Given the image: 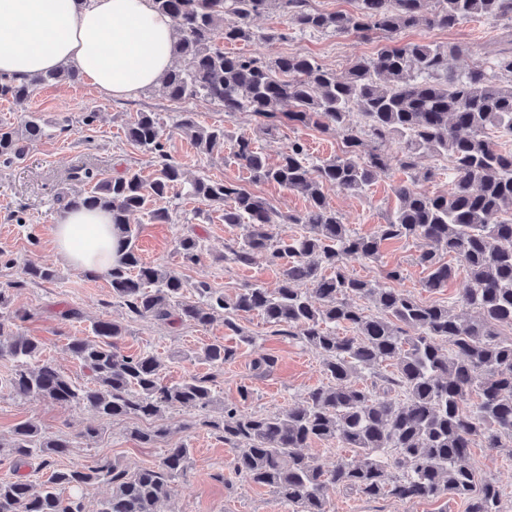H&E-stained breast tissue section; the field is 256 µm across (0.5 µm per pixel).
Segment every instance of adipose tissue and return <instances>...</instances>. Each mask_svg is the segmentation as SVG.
<instances>
[{
	"instance_id": "ef3b65f1",
	"label": "adipose tissue",
	"mask_w": 512,
	"mask_h": 512,
	"mask_svg": "<svg viewBox=\"0 0 512 512\" xmlns=\"http://www.w3.org/2000/svg\"><path fill=\"white\" fill-rule=\"evenodd\" d=\"M171 20L151 0H0V75L17 79L63 66L120 99L159 84L173 65ZM55 250L78 269L103 272L117 239L105 210L71 208L52 228Z\"/></svg>"
}]
</instances>
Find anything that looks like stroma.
<instances>
[{
  "instance_id": "stroma-1",
  "label": "stroma",
  "mask_w": 512,
  "mask_h": 512,
  "mask_svg": "<svg viewBox=\"0 0 512 512\" xmlns=\"http://www.w3.org/2000/svg\"><path fill=\"white\" fill-rule=\"evenodd\" d=\"M503 21L467 20L451 30H410L400 34V41L424 38L438 43H460L467 47L466 55L453 60L454 69L462 71L476 60L485 58L495 38L504 33ZM381 37L359 39L329 34H291L264 44L233 45V52L260 53L274 59L288 52L315 56L336 72H344L349 63L359 57L373 55L381 46ZM94 111V125L82 122L84 113ZM195 113L201 125H221L230 136L251 137L270 162H277L290 140L306 142L312 159L322 160L341 154L343 139L336 132H322L309 127L282 126L275 135L260 134L254 116L248 112L225 114L215 103L195 99L186 103L170 101L160 87H152L124 99L103 97L96 88L81 81L37 87L22 101L0 100V123L23 125L29 117H37L44 136L28 145L21 160L10 167H0V251L11 259L0 263V288H11V311L25 314L19 325L20 335L41 342L44 357L50 358L67 374L81 378L78 362L67 352L71 339L92 334L95 321H121L127 333L121 347L125 353L151 351L167 357L164 370L167 382H178L195 374L209 378L219 402L241 405L244 411L276 413L288 403L299 400L308 389L323 384L319 354L302 343L282 336L276 327L258 314L241 317L240 323L251 336L248 344H237L227 335L223 317L207 326L189 324L168 325L150 320L134 319L125 305L113 298L104 277H89L75 270L58 254L51 241V228L61 212V196L80 191L76 172L92 169L101 176L115 175L125 168L138 169L144 178H151L154 165L151 156L128 143L124 127L138 112L157 113L165 125L171 126L177 112ZM169 152L179 161L188 178L206 175L215 180H231L247 190L267 198L283 212L300 213L306 207L304 198L274 183H252L247 173L234 163L230 150L213 155L197 153L189 138L173 130L167 142ZM400 168L379 175L359 195L332 191L330 206L345 223L363 234L372 233L376 225L385 223L395 209L397 199L393 187L406 180ZM169 220L151 222L145 214L132 217L139 228L138 248L144 261L179 268L191 282L208 281L225 295H235L244 284L258 282L267 288L277 287L279 269L264 263L250 266L226 264L227 244L239 239L240 232L225 224L221 208L188 198L183 191L171 194L167 204ZM195 230L204 247L201 261L193 266L182 265L175 249V240L187 230ZM418 246L413 242L389 241L381 249L379 261L352 260L348 272L361 279H377L389 268L402 271L401 288L416 299L430 303L456 301L469 286L464 267H457L446 288L426 291L422 282L425 271L416 264ZM33 259L60 270L62 278L55 283L23 281L21 261ZM77 309L78 318L66 320L61 313ZM221 341L237 345V356L231 363L218 368L198 359H173V352L194 350L205 344ZM274 358L273 367L256 375L254 359ZM248 386L252 395L241 401L240 386ZM218 412L173 411L160 419L167 434L151 447H143L130 437L140 420L127 418L116 421L100 420L90 409L61 406L36 397L17 399L0 392V438L9 439L14 426L24 420H37L43 428L66 435L73 446L69 453L56 459L58 467L88 468L102 459L116 460L131 467L153 466L159 463L165 449L179 444L191 448L192 467L186 477L178 479L177 494L164 512H291L290 507L278 506L273 494L234 475L230 467L231 452L218 431L211 428ZM98 429L96 438H86L89 429ZM471 462L479 478L497 482L502 491L504 512H512V447L471 450ZM332 512H465L463 502L455 497L439 500H368L340 490L329 493Z\"/></svg>"
}]
</instances>
